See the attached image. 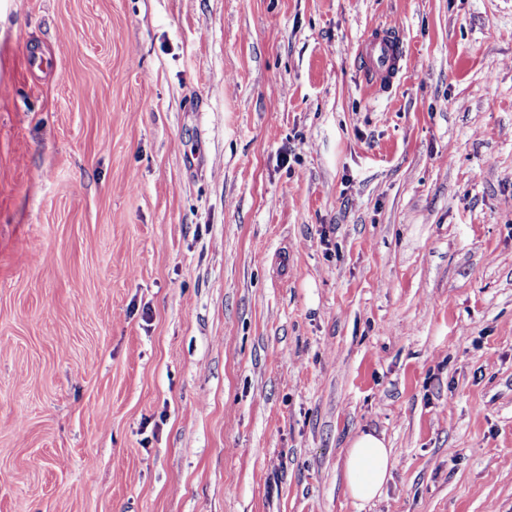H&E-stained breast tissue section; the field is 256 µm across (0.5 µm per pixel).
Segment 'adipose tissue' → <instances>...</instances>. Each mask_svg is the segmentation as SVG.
<instances>
[{"label":"adipose tissue","mask_w":512,"mask_h":512,"mask_svg":"<svg viewBox=\"0 0 512 512\" xmlns=\"http://www.w3.org/2000/svg\"><path fill=\"white\" fill-rule=\"evenodd\" d=\"M390 470V452L383 438L363 432L352 440L345 459V478L350 497L359 505L380 496Z\"/></svg>","instance_id":"1"}]
</instances>
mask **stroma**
I'll use <instances>...</instances> for the list:
<instances>
[{
    "label": "stroma",
    "mask_w": 512,
    "mask_h": 512,
    "mask_svg": "<svg viewBox=\"0 0 512 512\" xmlns=\"http://www.w3.org/2000/svg\"><path fill=\"white\" fill-rule=\"evenodd\" d=\"M1 85L0 512H512V0H0ZM357 56L369 90L384 91L392 87L406 64L402 43L386 26L372 28L360 41ZM389 448L383 438L361 432L351 442L345 459V478L350 497L363 507L380 496L390 477Z\"/></svg>",
    "instance_id": "1"
}]
</instances>
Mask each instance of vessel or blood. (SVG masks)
I'll return each mask as SVG.
<instances>
[{"label":"vessel or blood","instance_id":"vessel-or-blood-1","mask_svg":"<svg viewBox=\"0 0 512 512\" xmlns=\"http://www.w3.org/2000/svg\"><path fill=\"white\" fill-rule=\"evenodd\" d=\"M357 54L363 67L364 82L374 91L392 87L406 64L401 42L385 26L372 28L360 41Z\"/></svg>","mask_w":512,"mask_h":512}]
</instances>
